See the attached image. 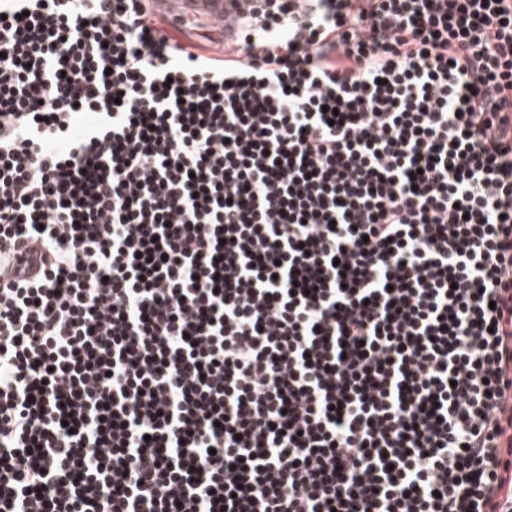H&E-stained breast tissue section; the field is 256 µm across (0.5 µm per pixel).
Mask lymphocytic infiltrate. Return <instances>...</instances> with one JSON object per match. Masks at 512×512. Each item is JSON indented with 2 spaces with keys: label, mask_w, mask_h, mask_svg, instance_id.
Instances as JSON below:
<instances>
[{
  "label": "lymphocytic infiltrate",
  "mask_w": 512,
  "mask_h": 512,
  "mask_svg": "<svg viewBox=\"0 0 512 512\" xmlns=\"http://www.w3.org/2000/svg\"><path fill=\"white\" fill-rule=\"evenodd\" d=\"M512 0H0V512H512ZM149 3L154 11L173 18L186 17L209 22L215 27L219 37L228 43L234 39L239 6L245 7L247 2L242 0H151Z\"/></svg>",
  "instance_id": "obj_1"
}]
</instances>
